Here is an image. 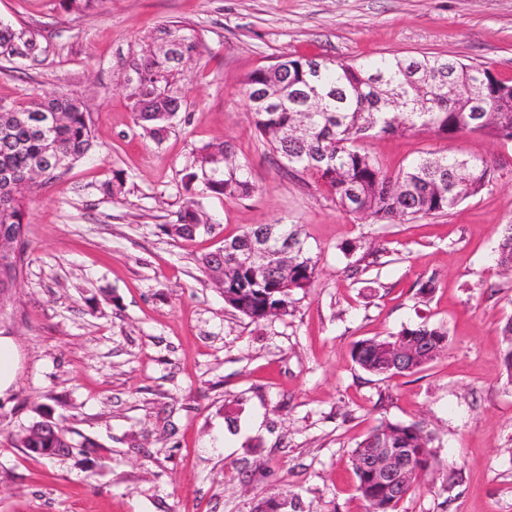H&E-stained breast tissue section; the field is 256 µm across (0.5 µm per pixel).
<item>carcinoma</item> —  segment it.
Here are the masks:
<instances>
[{
    "mask_svg": "<svg viewBox=\"0 0 512 512\" xmlns=\"http://www.w3.org/2000/svg\"><path fill=\"white\" fill-rule=\"evenodd\" d=\"M169 38L180 43L181 57L171 59L158 51L157 42ZM201 38L183 21L156 28L151 42L141 49L131 68L136 76L127 85L130 101L143 129L160 138L180 109L174 90L175 76L199 55ZM36 51L34 38L22 29L0 22V57H28ZM278 82L263 69L251 73L245 83L255 131L287 164L292 176L315 180L343 211L370 224L409 223L428 215L444 214L480 193L495 178L494 162L441 156L421 158L396 174L383 170L365 151L372 136L425 131L443 137L481 134L512 144V81L500 78L486 65H474L439 55L382 56L375 60L347 62L302 56H284L277 62ZM397 97L407 105L404 119L387 121L386 101ZM304 121L295 139L288 130ZM0 230L24 234L26 199L52 179L58 167L46 175H31L47 152L62 157L66 165L85 158L93 144V131L84 102L74 96L52 95L29 103L0 102ZM188 192L200 190L227 200L244 199L255 191L249 166L236 158L224 142L206 143L193 150L184 175ZM212 225L188 202L174 224L165 225L169 236L191 238ZM258 250L254 264L240 262L242 255ZM201 264L211 282L224 290V303L254 321L266 320L272 311L288 314L294 288L311 287L318 258L310 254L299 224H260L224 240V248L202 256ZM497 264L512 275V224L506 225L498 247ZM420 343L428 348L427 364L448 346V334L425 324L407 327L383 339L357 342L352 360L365 371L386 378L419 370L407 361L382 372L397 341ZM69 430L45 420L30 425L20 437L30 453L41 448V457H53L46 448H73ZM391 437L394 453L414 459L412 476L395 493L383 487L361 461L382 438ZM432 435L422 421H382L352 453L357 491L367 512H395L431 469ZM288 497L281 494L261 499L256 512H288Z\"/></svg>",
    "mask_w": 512,
    "mask_h": 512,
    "instance_id": "1",
    "label": "carcinoma"
}]
</instances>
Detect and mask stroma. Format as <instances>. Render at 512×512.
Returning <instances> with one entry per match:
<instances>
[{
  "instance_id": "35a3bbf8",
  "label": "stroma",
  "mask_w": 512,
  "mask_h": 512,
  "mask_svg": "<svg viewBox=\"0 0 512 512\" xmlns=\"http://www.w3.org/2000/svg\"><path fill=\"white\" fill-rule=\"evenodd\" d=\"M169 20L196 27L202 47L156 140L121 78ZM0 21L38 45L0 59V100L76 95L95 135L86 158L28 200L20 286L0 309V335L21 356L0 397V512H254L271 494L290 495L296 512H366L352 453L383 420H421L434 436V466L396 512H512V343L501 333L512 278L494 263L512 224V145L368 138L391 173L422 156L497 162L493 183L448 213L369 224L285 174L245 95L251 72L288 55L428 53L512 80V0H95L83 13L0 0ZM221 141L248 163L255 192L188 196L192 150ZM111 181L119 188L104 196ZM191 198L212 232L163 234ZM277 222L302 225L320 263L288 315L254 322L225 305L199 259ZM351 243L379 249L355 276ZM423 322L447 331L448 346L420 371L383 378L352 361L356 341ZM44 417L93 447L27 454L14 439Z\"/></svg>"
}]
</instances>
